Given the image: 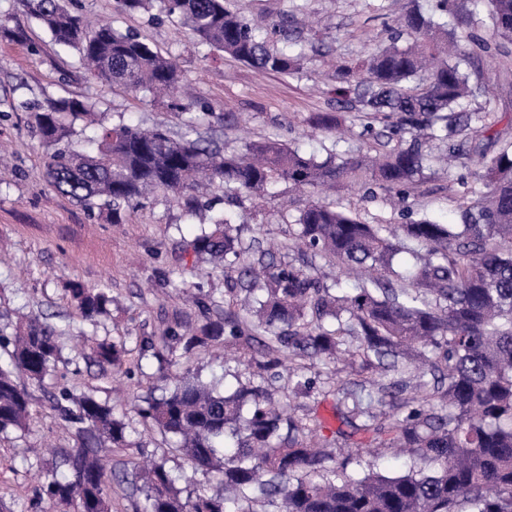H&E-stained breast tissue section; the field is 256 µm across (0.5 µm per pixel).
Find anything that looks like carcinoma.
Masks as SVG:
<instances>
[{
  "label": "carcinoma",
  "instance_id": "1",
  "mask_svg": "<svg viewBox=\"0 0 512 512\" xmlns=\"http://www.w3.org/2000/svg\"><path fill=\"white\" fill-rule=\"evenodd\" d=\"M155 1L198 44L263 73L291 75L304 65L303 41L288 34V21L268 33L226 0H115V8L149 12ZM481 2L482 17L459 0H435L440 14L457 16L450 28L411 0L394 38L337 66L334 93L353 99L362 136L374 144L361 156L319 161L276 137L251 142L239 154L203 142L194 137L196 100L173 95L180 75L168 58L107 21L88 26L65 0H22L54 43L77 54L97 80L152 101L167 98L184 126L180 133L112 126L88 97L48 98L34 108L53 187L89 210H107L114 224L157 191L196 212L201 178L219 179L253 201L278 179L298 190L367 185L403 198L423 178L433 140L449 144L448 168L469 161L479 184L461 203L459 224L426 217L369 224L343 207L310 200L295 219L296 261L276 263L259 248L240 261L234 215L215 214L191 250L224 264L227 309L213 318L210 298L199 295L204 322L177 323L161 337L163 347L187 352L243 342L260 353V374L288 372L296 394L313 385L306 360L334 363L346 354L351 375L370 370L378 377V402L406 389L411 396L368 414L357 403L342 409L338 397L336 418L429 468L349 474L336 465L330 443L285 413L267 386L224 395L180 375L172 392L145 401L137 413L215 474L223 492L184 497L164 463L154 461L141 474L146 512H255L256 504H277L281 512H512V140L492 131L490 111L476 118L465 110L478 94L488 107L495 98L462 69L475 40L468 29L480 25L512 43V0ZM313 123L332 131L341 117L319 112ZM490 143L500 144L493 155ZM402 252L414 263L397 268ZM319 259L353 279L352 287L320 275ZM70 292L92 324L112 304L103 288L74 284ZM56 336L52 324L34 316L0 341V433L26 427L32 397L17 374L42 382L60 358ZM93 354L99 366L118 367L125 344L103 340ZM53 406L76 425L81 445L63 455L65 471L47 473L39 497L61 512H112L98 454L103 447H133L129 424L111 405L68 389L53 396ZM362 415L366 421L355 424Z\"/></svg>",
  "mask_w": 512,
  "mask_h": 512
}]
</instances>
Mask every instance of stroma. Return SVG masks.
<instances>
[{"label": "stroma", "instance_id": "35a3bbf8", "mask_svg": "<svg viewBox=\"0 0 512 512\" xmlns=\"http://www.w3.org/2000/svg\"><path fill=\"white\" fill-rule=\"evenodd\" d=\"M408 0H229L252 24L267 27L281 18L318 22L319 51L310 53L303 69L291 76L265 75L217 51L192 46L177 21L154 20L139 13H119L113 0H72L75 11L135 32L154 50L173 59L199 108L238 115L227 126L201 119L202 136L223 143L225 152L241 151L269 135L301 152L325 159L328 153L355 156L369 143L360 137L361 124L351 109L339 110L331 93L332 62L363 57L377 41L397 28ZM473 80L492 85L499 130L512 131V52L479 53L471 70ZM96 99L109 124L177 129L178 119L165 103L134 99L123 89L97 83L76 55L58 50L50 35L21 5L0 0V334L11 335L19 316L46 317L60 327L59 342L66 357L43 383L27 382L34 397L26 431L0 434V512H50L37 493L47 469L63 452L78 447L74 425L53 411L46 392L60 387L94 393L109 400L124 416L133 434V448L104 451L112 473V512H144L139 490L140 466L165 459L188 493L220 492L213 475L194 469L191 461L134 413V402L160 396L169 389L153 360L139 358L136 340L163 335L175 322L194 324L201 315L187 293L209 294L224 300V268L194 264L185 251L200 229L173 195L158 192L127 212L123 224L109 223L57 192L45 172L47 148L28 111L46 97ZM341 111L342 125L333 132H313L310 121L318 112ZM460 169L436 170L407 200L375 190L326 189L319 197L354 209L371 224L404 223V210L414 218L442 224L459 221L458 206L466 193ZM287 182L274 185L262 201L242 199L232 208L244 245L267 250L274 259H287L284 248L294 229L293 216L303 207ZM107 288L112 303L98 326L84 322L69 288L73 284ZM124 340L129 349L127 371L114 375L91 360L90 337ZM253 351L243 345L227 350L209 347L190 354L176 351L177 371L191 370L216 391H233L241 383H258ZM274 396L304 424L324 422L325 434L342 451L348 441L337 439L333 415L335 397L292 395L287 379L275 384Z\"/></svg>", "mask_w": 512, "mask_h": 512}]
</instances>
